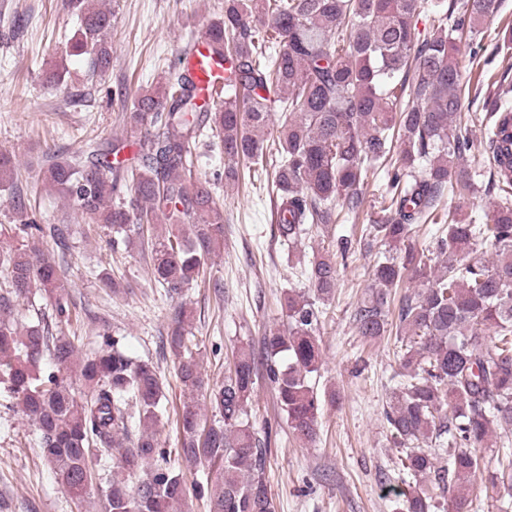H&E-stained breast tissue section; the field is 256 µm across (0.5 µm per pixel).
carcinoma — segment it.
<instances>
[{
	"mask_svg": "<svg viewBox=\"0 0 512 512\" xmlns=\"http://www.w3.org/2000/svg\"><path fill=\"white\" fill-rule=\"evenodd\" d=\"M421 0H224V15L207 30L211 55L229 63L224 98L205 96L185 68L168 73L138 94L126 113L136 139L134 167L118 159L125 140L68 157L51 155L40 169L56 190L112 233V247L151 236V270L168 295L205 273L224 241V208L207 183L192 176V142L204 130L224 147V183L238 179L239 164L264 158L272 98L291 118L276 131L278 164L274 221L279 236L301 239L313 224H334L355 214L373 170L384 168L383 216L365 228L377 249L372 284L354 309L360 336L375 339L395 326L401 336L396 387L385 419L401 447L402 512H479L472 487L481 452L495 446L497 430L512 432V109L502 96L488 106V163L473 156L472 124L465 118L470 86L458 56L484 49L481 25L498 0H449L423 38L415 37ZM79 26L65 54L87 57L104 71L112 13L77 0ZM401 151L394 154V142ZM489 170L500 191L486 215L469 212L476 177ZM0 186L18 188L14 155L0 151ZM457 204L441 208L447 195ZM441 224L433 249L409 242V227ZM167 234H154L159 223ZM23 229L67 245L69 226L27 221ZM490 245L495 259L480 249ZM313 255L306 269L313 297L290 293L287 328L263 336L265 371L293 434L314 442L320 399L310 377L322 365L318 343L326 304L336 288L338 259ZM6 284L0 290V382L40 432L42 456L57 482L82 497L95 479L92 462L115 457L97 491L105 512H184L207 494L210 512H272L267 458L271 431L259 435L247 406L258 365L254 351L238 348L224 382L212 389L216 419L207 418L195 394L207 385L191 344V311L173 308L165 346L178 359L188 390L179 418L180 455L207 463L206 485H189L167 465V450L153 428L166 397L152 363L126 352L123 337L102 335L100 347L80 355L62 335L72 321L67 285L55 255L25 245L0 251ZM421 291L391 296L408 283ZM37 288L54 308L55 324L21 326L19 300ZM53 365L42 366L43 355ZM81 389L75 390L71 378ZM137 427L132 436L131 427ZM492 480L512 490V452L497 459Z\"/></svg>",
	"mask_w": 512,
	"mask_h": 512,
	"instance_id": "1",
	"label": "carcinoma"
}]
</instances>
